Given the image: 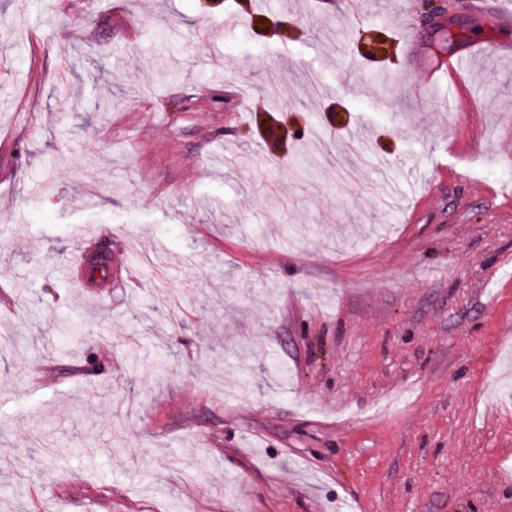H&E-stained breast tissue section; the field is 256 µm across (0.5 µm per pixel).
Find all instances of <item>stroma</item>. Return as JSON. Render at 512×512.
Listing matches in <instances>:
<instances>
[{
	"label": "stroma",
	"instance_id": "1",
	"mask_svg": "<svg viewBox=\"0 0 512 512\" xmlns=\"http://www.w3.org/2000/svg\"><path fill=\"white\" fill-rule=\"evenodd\" d=\"M15 2L0 512H512V53L490 49L512 27L494 8Z\"/></svg>",
	"mask_w": 512,
	"mask_h": 512
}]
</instances>
